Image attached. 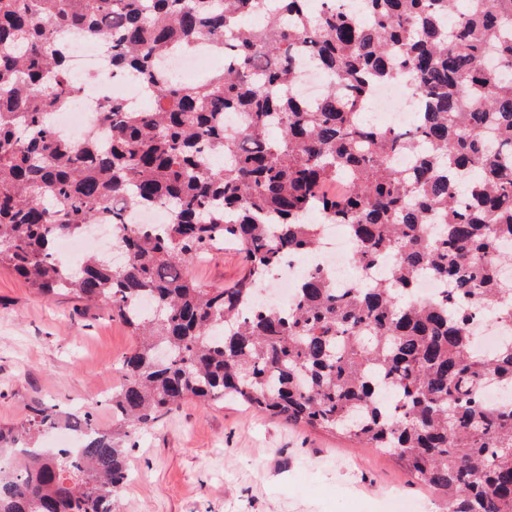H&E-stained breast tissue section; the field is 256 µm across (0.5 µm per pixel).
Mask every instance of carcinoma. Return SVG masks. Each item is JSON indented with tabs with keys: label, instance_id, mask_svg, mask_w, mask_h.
Returning a JSON list of instances; mask_svg holds the SVG:
<instances>
[{
	"label": "carcinoma",
	"instance_id": "carcinoma-1",
	"mask_svg": "<svg viewBox=\"0 0 512 512\" xmlns=\"http://www.w3.org/2000/svg\"><path fill=\"white\" fill-rule=\"evenodd\" d=\"M309 2L0 0V267L138 337L112 429L44 402L0 426L15 457L0 512H120L138 434L224 398L395 457L444 512H512V335L484 352L471 328L512 326V0ZM58 32L146 87L144 108L101 106L103 142L56 136L50 114L78 93ZM203 40L221 72L159 70L169 45ZM302 55L328 78L314 104L292 92ZM393 82L418 104L407 129L367 117ZM157 205L168 223H130ZM314 212L347 227L361 276L336 288L316 268L288 309L256 304L261 278L318 249ZM90 224L112 225L122 265L57 257ZM226 242L244 274L197 282L191 265ZM424 273L444 295L412 297ZM487 385L509 398L485 402ZM60 425L79 447H41Z\"/></svg>",
	"mask_w": 512,
	"mask_h": 512
}]
</instances>
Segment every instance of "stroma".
Wrapping results in <instances>:
<instances>
[{"label":"stroma","instance_id":"obj_1","mask_svg":"<svg viewBox=\"0 0 512 512\" xmlns=\"http://www.w3.org/2000/svg\"><path fill=\"white\" fill-rule=\"evenodd\" d=\"M242 267L228 246L190 273L222 287ZM134 342L103 307L44 298L0 268V425L44 400L93 411L100 428H112L106 398ZM128 464L122 512H442L393 457L231 400L183 404L139 437Z\"/></svg>","mask_w":512,"mask_h":512}]
</instances>
